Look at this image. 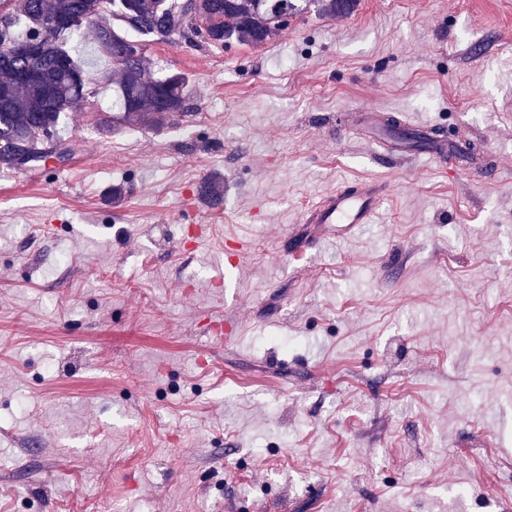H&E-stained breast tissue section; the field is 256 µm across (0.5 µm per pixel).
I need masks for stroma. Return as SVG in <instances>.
<instances>
[{
	"label": "stroma",
	"instance_id": "35a3bbf8",
	"mask_svg": "<svg viewBox=\"0 0 512 512\" xmlns=\"http://www.w3.org/2000/svg\"><path fill=\"white\" fill-rule=\"evenodd\" d=\"M145 53L187 75L184 114L103 131L88 38L95 94L61 127L82 149L0 164V512H512V0H360ZM353 106L492 158L394 163L341 133ZM367 177L374 222L312 243V204Z\"/></svg>",
	"mask_w": 512,
	"mask_h": 512
}]
</instances>
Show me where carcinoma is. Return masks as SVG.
<instances>
[{"label": "carcinoma", "instance_id": "obj_1", "mask_svg": "<svg viewBox=\"0 0 512 512\" xmlns=\"http://www.w3.org/2000/svg\"><path fill=\"white\" fill-rule=\"evenodd\" d=\"M359 0H0V164L18 170L19 159L40 166L52 154L43 138L56 144L62 114L80 109L92 96L96 77L71 55L66 42L92 28L99 49L112 59L118 74L116 113L102 123L152 127L184 112L188 80L181 73L148 80L144 48L134 56L126 49L143 36L174 39L195 36L213 46L234 43L261 46L282 30L279 18L311 9L319 15L345 17ZM207 25L197 26L193 13ZM123 23L117 32L106 17ZM35 35L41 54L32 59L17 48Z\"/></svg>", "mask_w": 512, "mask_h": 512}]
</instances>
